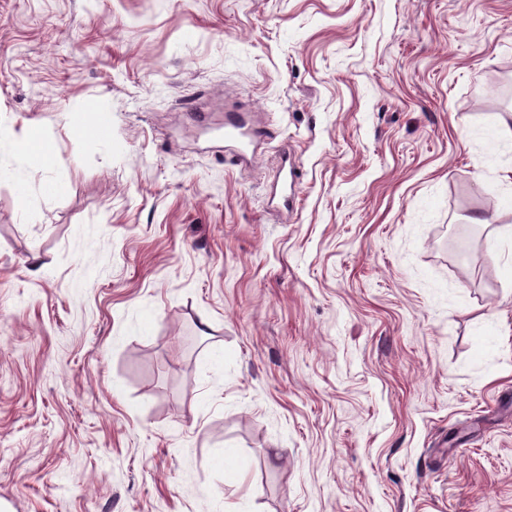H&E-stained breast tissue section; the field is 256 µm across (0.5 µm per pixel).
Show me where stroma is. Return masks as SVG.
Here are the masks:
<instances>
[{
	"label": "stroma",
	"instance_id": "stroma-1",
	"mask_svg": "<svg viewBox=\"0 0 512 512\" xmlns=\"http://www.w3.org/2000/svg\"><path fill=\"white\" fill-rule=\"evenodd\" d=\"M509 125L512 0H0V512H512ZM224 136L237 143L240 153H243L251 142V136L245 119L236 114L230 115L226 123H224ZM35 145L34 137L31 136L25 139L1 136V161L12 166L11 175L21 183L26 180L28 168L35 155Z\"/></svg>",
	"mask_w": 512,
	"mask_h": 512
}]
</instances>
